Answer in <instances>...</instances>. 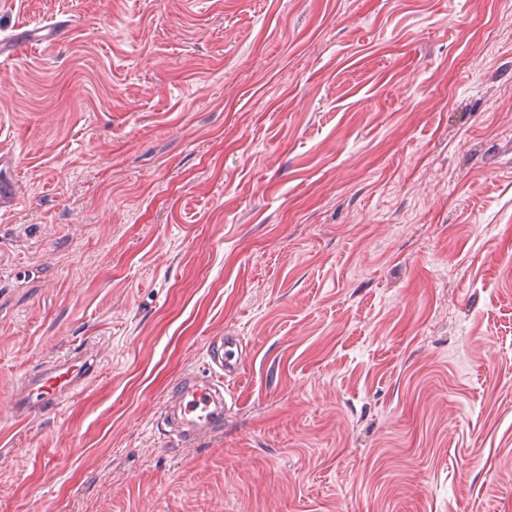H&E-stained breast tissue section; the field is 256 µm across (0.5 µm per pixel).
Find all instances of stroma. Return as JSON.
<instances>
[{
	"instance_id": "stroma-1",
	"label": "stroma",
	"mask_w": 512,
	"mask_h": 512,
	"mask_svg": "<svg viewBox=\"0 0 512 512\" xmlns=\"http://www.w3.org/2000/svg\"><path fill=\"white\" fill-rule=\"evenodd\" d=\"M50 24L0 54V512H512V0H0ZM209 373L202 377L186 376L166 401L164 416L180 428L181 442L193 441L224 422V414L234 404L224 392V377L236 376L242 364V349L234 336H223L211 343ZM225 393V395H224ZM92 371L93 364L89 359L84 355H72L25 374L18 388L19 415L28 417L45 409L58 408L60 393L81 384Z\"/></svg>"
}]
</instances>
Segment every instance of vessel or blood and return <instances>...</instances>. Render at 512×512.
I'll list each match as a JSON object with an SVG mask.
<instances>
[{
	"mask_svg": "<svg viewBox=\"0 0 512 512\" xmlns=\"http://www.w3.org/2000/svg\"><path fill=\"white\" fill-rule=\"evenodd\" d=\"M208 357L207 375L184 377L164 407L165 416L176 422L180 438L185 442L221 426L225 414L233 405L224 393V380L240 371L242 349L238 339L225 336L213 341ZM92 371L93 365L89 359L73 355L25 374L18 388L19 415L27 417L58 407L61 392L81 384Z\"/></svg>",
	"mask_w": 512,
	"mask_h": 512,
	"instance_id": "b4317fda",
	"label": "vessel or blood"
}]
</instances>
